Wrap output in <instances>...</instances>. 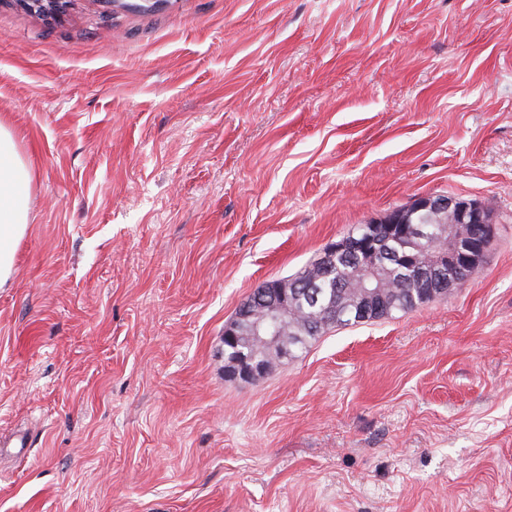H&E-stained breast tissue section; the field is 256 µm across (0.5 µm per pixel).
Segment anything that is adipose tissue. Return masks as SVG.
<instances>
[{
  "mask_svg": "<svg viewBox=\"0 0 512 512\" xmlns=\"http://www.w3.org/2000/svg\"><path fill=\"white\" fill-rule=\"evenodd\" d=\"M31 174L9 127L0 124V286L14 271V250L29 226Z\"/></svg>",
  "mask_w": 512,
  "mask_h": 512,
  "instance_id": "1",
  "label": "adipose tissue"
}]
</instances>
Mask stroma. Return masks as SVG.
Here are the masks:
<instances>
[{
	"mask_svg": "<svg viewBox=\"0 0 512 512\" xmlns=\"http://www.w3.org/2000/svg\"><path fill=\"white\" fill-rule=\"evenodd\" d=\"M0 122V512H512V0H0ZM425 194L491 207L472 279L226 376L260 283ZM31 174L18 153L12 131L0 123V288L14 271L15 245L29 226ZM237 336H240V334L238 332L237 325H234V322L224 329L225 348H227L226 343L234 346L237 345V350H224L225 371L231 377H234V372L230 362L235 360L237 352H243L244 354L253 353L252 350L245 344V341L243 339H241L240 342L237 344ZM256 357L259 358L260 360L270 363V360L267 357V355H265L261 351L257 352L256 355L252 354L247 358H243L241 360L238 359L236 364L239 366V370L243 378L251 379L263 373L265 366Z\"/></svg>",
	"mask_w": 512,
	"mask_h": 512,
	"instance_id": "35a3bbf8",
	"label": "stroma"
}]
</instances>
